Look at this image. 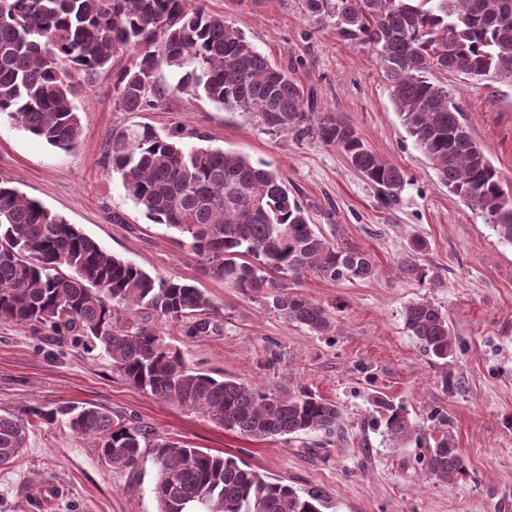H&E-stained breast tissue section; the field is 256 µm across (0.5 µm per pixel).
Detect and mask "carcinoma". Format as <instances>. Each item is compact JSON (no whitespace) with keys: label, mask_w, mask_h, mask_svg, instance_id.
Returning a JSON list of instances; mask_svg holds the SVG:
<instances>
[{"label":"carcinoma","mask_w":512,"mask_h":512,"mask_svg":"<svg viewBox=\"0 0 512 512\" xmlns=\"http://www.w3.org/2000/svg\"><path fill=\"white\" fill-rule=\"evenodd\" d=\"M316 18H336L347 39L371 45L391 84L393 105L408 134L448 192L482 211L498 237L512 243V195L472 136L460 106L430 70L472 80L512 82V0H305ZM132 62L113 68V58ZM112 72V91L125 112L158 107L171 92L205 99L225 112H254L269 130L316 135L340 149L385 205L395 204L404 173L371 152L356 132L329 113L311 110L304 89L273 66L238 28L188 0H0V115L69 151L82 126L75 101L76 73ZM168 70L176 84L155 75ZM112 173L127 196L155 224L189 239L204 271L243 291L265 290L289 324L328 336L332 312L291 291L288 281L311 274L333 281L375 274L371 257L337 247L310 224L307 212L266 162L221 148L182 141L132 125L112 134ZM411 241L400 274L426 281ZM210 297L194 284L153 276L116 256L75 224L0 179V319L77 336L101 347L128 384L165 403L203 414L213 423L256 439L322 433L342 416L332 400L309 391L276 394L190 368L182 352L156 330L159 321L191 318L188 334L209 331ZM130 318H125L124 314ZM408 331L427 355L448 364L456 354L448 318L433 302L404 309ZM388 436L421 443L407 409L378 401ZM67 423L79 437L99 441L114 466H137L153 448L157 512H319L323 495H304L239 463L176 442L150 443L139 426L114 422L103 409L68 404L24 406L0 413V466L22 452L37 425ZM431 479L453 484L465 459L443 437L423 456Z\"/></svg>","instance_id":"1"}]
</instances>
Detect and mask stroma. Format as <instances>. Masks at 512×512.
<instances>
[{"label": "stroma", "instance_id": "obj_1", "mask_svg": "<svg viewBox=\"0 0 512 512\" xmlns=\"http://www.w3.org/2000/svg\"><path fill=\"white\" fill-rule=\"evenodd\" d=\"M249 42L288 72L315 102L365 145L401 169L398 203L382 206L376 189L344 154L312 136L276 133L255 114L224 112L171 94L156 109L126 112L115 103L112 75H78L82 135L69 152L0 118V177L20 192L150 274L186 280L215 305L209 332L187 335L185 323L159 331L188 365L217 379L271 392L305 389L342 409L335 435L258 440L128 385L110 357L76 337L34 332L0 319V412L23 405L90 404L114 421L154 436L232 456L302 492L325 494L322 512H512V244L485 214L449 193L395 110L390 83L369 45L344 38L335 20L311 17L304 0H206ZM447 87L486 157L512 189V82L467 80L430 71ZM148 123L181 131L186 143L270 163L332 244L365 251L375 276L332 281L308 275L296 291L336 314L332 338L284 322L263 293L208 277L179 234L151 223L126 195L107 158L116 131ZM434 280L404 278L398 260L411 239ZM427 299L447 315L461 348L447 365L426 355L404 324V308ZM463 383L443 389V375ZM407 408L423 445L393 444L374 426L375 400ZM464 456L455 484L432 480L422 459L441 436ZM156 468L144 452L137 468L109 464L97 440L66 423L29 431L25 448L0 467V512H157Z\"/></svg>", "mask_w": 512, "mask_h": 512}]
</instances>
